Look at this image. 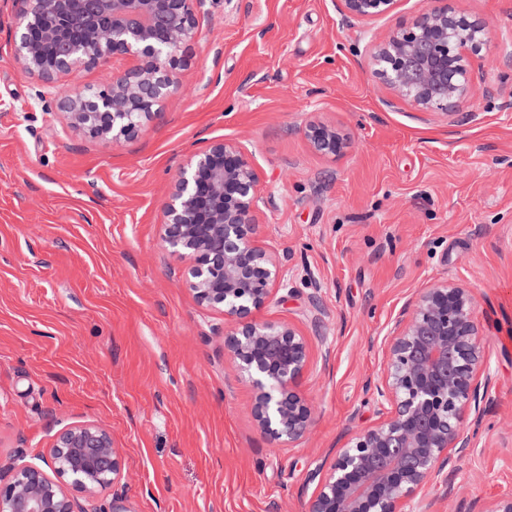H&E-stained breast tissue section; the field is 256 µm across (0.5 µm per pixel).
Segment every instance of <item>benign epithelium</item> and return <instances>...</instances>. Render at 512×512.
<instances>
[{
    "label": "benign epithelium",
    "mask_w": 512,
    "mask_h": 512,
    "mask_svg": "<svg viewBox=\"0 0 512 512\" xmlns=\"http://www.w3.org/2000/svg\"><path fill=\"white\" fill-rule=\"evenodd\" d=\"M208 0H15V32L24 66L52 86L76 65L132 58L95 98L63 95L57 106L93 137L133 135L178 90L183 49L198 35ZM342 23H370L398 0H340ZM434 5L368 43L373 75L422 112L453 113L476 96L472 59L492 41L485 22ZM311 147L343 156L336 128L309 122ZM275 207L260 190L255 156L243 143L208 142L180 168L160 225L164 247L190 266L186 284L197 302L224 312V354L252 388L250 412L260 434L293 448L308 434L312 406L298 390L310 365L308 339L294 324L258 318L288 275L266 244L261 218ZM473 288L460 279L431 282L407 299L381 341V377L367 383L375 422L356 432L309 480L306 512H431L424 493L449 481L458 460L476 448L492 377L481 347ZM48 469L13 463L0 474V512H82L73 493L95 499L125 477L123 450L97 422L65 426L49 448ZM468 512H512V495L476 499Z\"/></svg>",
    "instance_id": "benign-epithelium-1"
}]
</instances>
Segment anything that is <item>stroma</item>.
<instances>
[{"label":"stroma","instance_id":"obj_1","mask_svg":"<svg viewBox=\"0 0 512 512\" xmlns=\"http://www.w3.org/2000/svg\"><path fill=\"white\" fill-rule=\"evenodd\" d=\"M450 4L512 35V0ZM338 5L208 0L180 90L115 143L37 99L16 58L17 8L0 0L1 467L41 464L60 428L97 421L124 451L116 492L131 512H305L311 470L375 419L363 386L381 373L387 322L457 277L477 292L490 405L457 495L434 486L428 499L467 512L512 495V60H476L472 112L423 113L373 76L365 49L431 0L352 26ZM311 120L346 135L344 156L310 147ZM224 138L254 152L277 203L262 231L290 284L264 316L310 344L299 389L313 426L293 448L257 431L223 312L197 303L159 239L180 167Z\"/></svg>","mask_w":512,"mask_h":512}]
</instances>
